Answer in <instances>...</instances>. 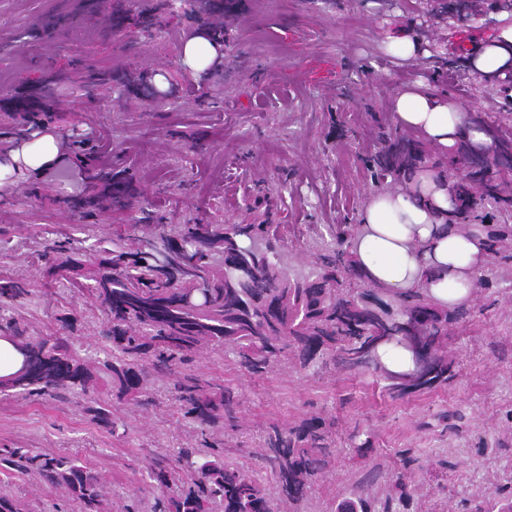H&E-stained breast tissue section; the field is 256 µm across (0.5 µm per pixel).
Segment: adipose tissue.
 <instances>
[{
	"label": "adipose tissue",
	"instance_id": "obj_1",
	"mask_svg": "<svg viewBox=\"0 0 512 512\" xmlns=\"http://www.w3.org/2000/svg\"><path fill=\"white\" fill-rule=\"evenodd\" d=\"M393 112L400 127L420 132L439 153L455 146L460 107L427 87L397 95ZM451 207L446 179L429 171L404 187L371 196L355 239L366 277L390 292L427 288L451 308L467 303L487 255L481 239L446 226Z\"/></svg>",
	"mask_w": 512,
	"mask_h": 512
}]
</instances>
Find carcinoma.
<instances>
[{
	"label": "carcinoma",
	"mask_w": 512,
	"mask_h": 512,
	"mask_svg": "<svg viewBox=\"0 0 512 512\" xmlns=\"http://www.w3.org/2000/svg\"><path fill=\"white\" fill-rule=\"evenodd\" d=\"M238 0H198L199 31L210 40L226 35L214 29L210 14L229 15ZM96 84L113 83L118 92L147 85L140 75L97 73ZM17 127L42 120L39 97L16 98L8 115ZM76 155L86 166L91 193L72 202L88 214L99 205L98 191L111 204L128 207L134 192L125 171L99 160V152L75 141ZM475 142L469 129L461 134L456 154L431 165L445 177L448 169L476 168ZM422 154L396 134L383 139L368 159L375 184L404 181L422 167ZM459 214L468 230L484 239L488 263L512 260V203L490 191L481 207L461 202ZM359 224H338L330 239L316 243L308 272H295L282 251L284 224H154L153 235L139 249H130L121 233L111 246L89 253L69 241L47 246L41 254V280L65 281L79 289L107 315L105 335L112 344L103 359L82 360L64 336L18 337L30 348L34 371L18 378L28 397L63 398L86 393L97 382L109 387L118 403L148 407L157 382L172 381L174 401L182 417L207 431L199 448H182L175 459L153 458L149 478L160 496L151 512H302L318 478L335 464L339 422L313 416L291 427L269 425L259 447L231 443L215 432L238 428L240 393L224 383L176 372L205 348H220L235 368L253 377L267 375L274 365L291 361L303 371L330 368L358 372L367 360L352 356L369 347L375 333L396 334L402 325L418 329L421 350L432 364L427 375L408 388L396 378L382 377L394 399L431 392L455 377L456 361L448 357V331L468 322L469 308L450 309L434 301L424 288L387 294L368 282L356 267L354 240ZM31 288L22 279L0 278V313L25 306ZM85 413L117 432L107 401L93 400ZM258 461L253 468L229 461V455ZM414 460L403 459L393 472L383 500L358 485L341 497L334 512H401L412 500ZM0 469L34 476L62 490L75 512H102L104 480L76 456L34 454L26 448H0ZM182 484L177 494H168ZM469 512H512V492L475 500Z\"/></svg>",
	"instance_id": "obj_1"
}]
</instances>
